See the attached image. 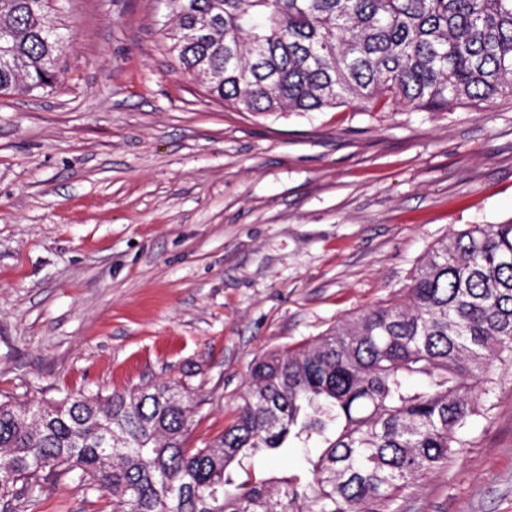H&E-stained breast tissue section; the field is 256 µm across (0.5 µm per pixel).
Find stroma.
Returning a JSON list of instances; mask_svg holds the SVG:
<instances>
[{"instance_id": "obj_1", "label": "stroma", "mask_w": 512, "mask_h": 512, "mask_svg": "<svg viewBox=\"0 0 512 512\" xmlns=\"http://www.w3.org/2000/svg\"><path fill=\"white\" fill-rule=\"evenodd\" d=\"M64 79L0 96V399L173 378L188 445L260 354L399 295L439 240L512 220V99L243 112L181 74L165 0H58ZM399 512H512V369ZM112 512L60 475L39 506Z\"/></svg>"}]
</instances>
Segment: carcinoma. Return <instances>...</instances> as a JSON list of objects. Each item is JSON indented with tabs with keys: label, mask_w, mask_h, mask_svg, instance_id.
<instances>
[{
	"label": "carcinoma",
	"mask_w": 512,
	"mask_h": 512,
	"mask_svg": "<svg viewBox=\"0 0 512 512\" xmlns=\"http://www.w3.org/2000/svg\"><path fill=\"white\" fill-rule=\"evenodd\" d=\"M179 69L245 112L410 104L448 112L512 97V0H167ZM52 0H0V95L54 87ZM512 367V221L438 241L392 301L251 365L229 424L187 446L196 405L174 379L98 396L0 401V507L72 475L112 512H397L448 467L496 365ZM427 386L412 391L409 380ZM316 449L281 481L259 454Z\"/></svg>",
	"instance_id": "1"
}]
</instances>
